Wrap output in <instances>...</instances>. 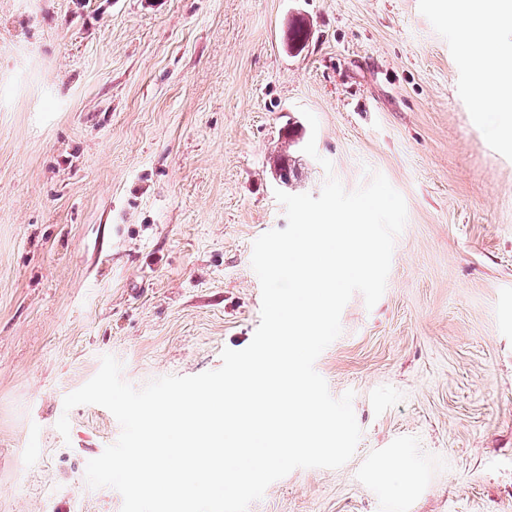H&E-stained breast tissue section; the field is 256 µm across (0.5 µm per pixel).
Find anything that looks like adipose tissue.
<instances>
[{"instance_id": "ef3b65f1", "label": "adipose tissue", "mask_w": 512, "mask_h": 512, "mask_svg": "<svg viewBox=\"0 0 512 512\" xmlns=\"http://www.w3.org/2000/svg\"><path fill=\"white\" fill-rule=\"evenodd\" d=\"M477 0H454L455 13L472 17L473 22L464 41V60L480 80V91L475 97V115L502 140L512 141V107L507 106L500 69L505 61L512 60V42L490 38L502 16L503 0H478L480 13H473L472 4Z\"/></svg>"}]
</instances>
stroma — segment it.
Here are the masks:
<instances>
[{
	"mask_svg": "<svg viewBox=\"0 0 512 512\" xmlns=\"http://www.w3.org/2000/svg\"><path fill=\"white\" fill-rule=\"evenodd\" d=\"M462 51L452 0H0V512H121L85 479L118 421L63 408L102 356L140 388L250 344L291 126L318 155L288 193L325 158L349 192L384 174L407 222L315 362L354 393V456L248 512H512V145Z\"/></svg>",
	"mask_w": 512,
	"mask_h": 512,
	"instance_id": "35a3bbf8",
	"label": "stroma"
}]
</instances>
